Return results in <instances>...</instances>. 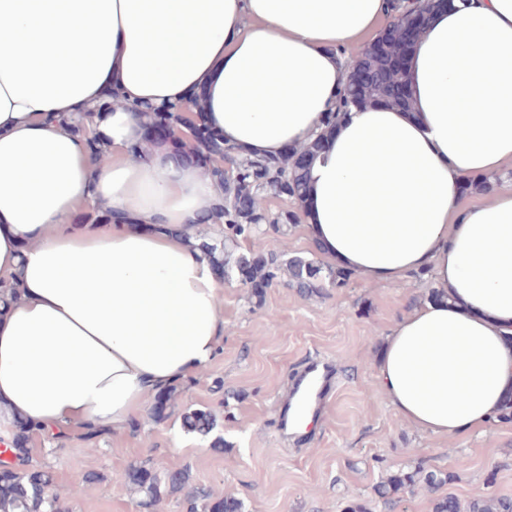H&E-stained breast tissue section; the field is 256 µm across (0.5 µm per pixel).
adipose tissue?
I'll list each match as a JSON object with an SVG mask.
<instances>
[{"label":"adipose tissue","mask_w":512,"mask_h":512,"mask_svg":"<svg viewBox=\"0 0 512 512\" xmlns=\"http://www.w3.org/2000/svg\"><path fill=\"white\" fill-rule=\"evenodd\" d=\"M420 7L0 0V446L25 421L124 432L215 357L219 277L183 231L214 223L224 189L145 117L192 100L251 157L320 141L303 206L327 263L374 284L430 269L435 297L395 324L376 364L404 423L455 438L512 399V189L461 194L465 179L512 172V0L432 11L406 62L411 109L356 108L323 128L342 48ZM87 207L106 223L78 222Z\"/></svg>","instance_id":"1"}]
</instances>
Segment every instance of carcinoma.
Instances as JSON below:
<instances>
[{"label": "carcinoma", "instance_id": "cac0c4a2", "mask_svg": "<svg viewBox=\"0 0 512 512\" xmlns=\"http://www.w3.org/2000/svg\"><path fill=\"white\" fill-rule=\"evenodd\" d=\"M411 24L410 15L396 17L393 26L400 35L382 43L375 41L363 53V59L370 67L387 71V80L350 88L342 97L340 111H347L353 104L370 107L381 102L398 108L411 107L409 101L389 94V86H401L405 80L404 69L393 66V63L408 51L401 33ZM185 112L182 105H169L148 113V118L156 125L175 129L184 123ZM189 142L191 153L222 158L232 167L229 176L218 166L208 171L212 179L224 186V209L220 213L224 229L223 238L212 241L205 248L224 276L236 274L250 287L251 297L258 301L263 299L265 289L282 281L295 288L299 295L310 297L321 293V283L325 279L338 284L347 280V274L342 271L325 270L301 256L281 259L265 250L264 244L257 243V239L268 231L279 232L297 221L294 211L270 215L260 204V196L269 191L302 202L306 189V160L319 148L318 143L312 142L275 159H250L237 156L235 148H226L218 141L202 137L197 131L191 133ZM243 241L248 243V249L240 252L238 248ZM181 422L186 431L210 439L213 450L220 452L224 449V437L217 434L218 420L211 410L205 407L190 409L182 413ZM37 434L38 431L28 423L17 425L12 446L16 461L0 463V512H61L60 504L48 494L53 483L52 473L27 465V444ZM116 480L142 496L143 505L158 503L164 495L184 490L188 512L241 510V502L235 498H217L203 487L190 486L186 468L169 470L161 476L148 467L132 466ZM452 480L453 474L448 471L428 469L419 464L410 470L402 469L387 475L378 485L377 494L385 504L393 507L397 495L405 489L420 485L434 490ZM433 512H512V497L474 498L462 503L452 496H445L434 500Z\"/></svg>", "mask_w": 512, "mask_h": 512}]
</instances>
